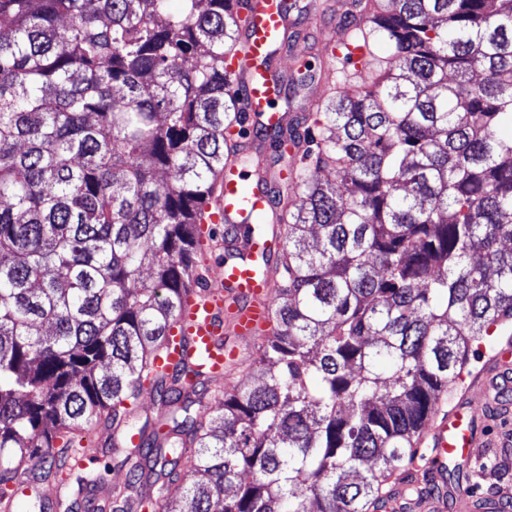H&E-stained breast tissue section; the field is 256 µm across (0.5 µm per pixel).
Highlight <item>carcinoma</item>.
I'll return each mask as SVG.
<instances>
[{"label":"carcinoma","mask_w":512,"mask_h":512,"mask_svg":"<svg viewBox=\"0 0 512 512\" xmlns=\"http://www.w3.org/2000/svg\"><path fill=\"white\" fill-rule=\"evenodd\" d=\"M0 0V506L81 487L115 512H380L475 342L512 328V0H357L330 94L264 137L289 170L244 225L275 263L261 380L154 363L224 231L236 0ZM378 59L373 80L350 47ZM482 73L478 82L472 73ZM153 400V414L142 412ZM140 444L128 446L131 435ZM181 500L163 497L182 476Z\"/></svg>","instance_id":"cac0c4a2"}]
</instances>
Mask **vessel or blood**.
I'll return each mask as SVG.
<instances>
[{"label": "vessel or blood", "mask_w": 512, "mask_h": 512, "mask_svg": "<svg viewBox=\"0 0 512 512\" xmlns=\"http://www.w3.org/2000/svg\"><path fill=\"white\" fill-rule=\"evenodd\" d=\"M240 13L249 24L237 51L225 54L224 71L240 91L244 110L268 130L278 125L280 115L273 106L278 89L264 63L284 48L294 18L285 0H246ZM274 178V173L262 167L243 177L235 171L220 175L204 207L207 223L223 225L227 248L239 255L233 265L209 275L205 301L190 309L193 346L208 353L216 369L224 364L225 353L218 350L216 341L224 333L225 318H232L236 333L249 339L270 317L268 285L272 277L269 270L255 269L253 259L261 245L245 237L240 227L250 223L254 214L272 208L269 188ZM244 183L249 185V193H242L240 186ZM477 386L483 406L494 411L505 394L512 392V355L503 353L494 358L478 378ZM474 424L470 402L464 399L434 415L422 430L421 441L433 448L423 468L430 486L419 489L417 498L424 512H478L477 498L465 489L449 487L447 478L449 458L462 455L472 459L479 452L482 442L474 435Z\"/></svg>", "instance_id": "b4317fda"}]
</instances>
